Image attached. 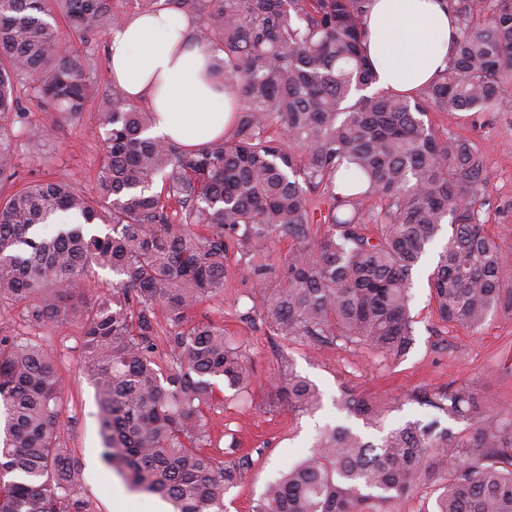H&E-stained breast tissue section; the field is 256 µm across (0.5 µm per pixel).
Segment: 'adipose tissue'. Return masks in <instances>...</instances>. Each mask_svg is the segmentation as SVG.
Masks as SVG:
<instances>
[{"label":"adipose tissue","mask_w":512,"mask_h":512,"mask_svg":"<svg viewBox=\"0 0 512 512\" xmlns=\"http://www.w3.org/2000/svg\"><path fill=\"white\" fill-rule=\"evenodd\" d=\"M366 52L380 84L418 94L445 68L456 27L444 0H373ZM212 51L188 16L169 11L128 18L112 31V82L157 116L152 135L186 148L220 138L232 126L233 105L211 79Z\"/></svg>","instance_id":"obj_1"}]
</instances>
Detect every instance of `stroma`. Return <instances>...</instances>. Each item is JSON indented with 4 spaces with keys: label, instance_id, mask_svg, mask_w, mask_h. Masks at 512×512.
<instances>
[{
    "label": "stroma",
    "instance_id": "stroma-1",
    "mask_svg": "<svg viewBox=\"0 0 512 512\" xmlns=\"http://www.w3.org/2000/svg\"><path fill=\"white\" fill-rule=\"evenodd\" d=\"M68 49L84 59L97 92L81 114L61 119L52 129L51 114L36 101L23 99V120L8 117L4 126L20 175L36 173L46 179H66L84 192H94L105 160L101 136L92 132L97 112L105 106L112 87L107 58L108 33L89 39L56 17ZM490 123L472 133L467 119L456 112H433L429 120L439 132L474 137L488 176L480 198L483 216L499 237L505 255L512 256V110H491ZM47 134L31 147L28 128ZM452 233L442 231L414 270L412 300L414 344L398 358H382L367 348L318 343L277 336L250 314L260 288L244 276L240 251L229 249L223 292L198 304L188 318L193 322L223 325L226 335L242 341L253 367L247 390L235 391L216 382L213 398L203 415L211 434L207 451L220 461L234 454L252 459L249 480L232 488L224 498L225 512H252L268 481L279 470L309 454L319 429L345 424L375 440L408 420H429L432 408L418 404L413 395L466 384L476 389L489 412H512V299L503 298L478 329L447 326L433 315L429 279L440 251ZM30 337L53 348L65 379L60 439L72 448L82 472L79 498L84 512H156L159 498L128 491L101 458L98 406L93 387L81 372L80 323L38 327L26 321L20 307L0 306V334ZM305 377L317 386L321 402L302 413L289 408L279 388L289 374ZM381 402L385 410L377 426H364L361 418L339 406L344 391Z\"/></svg>",
    "mask_w": 512,
    "mask_h": 512
}]
</instances>
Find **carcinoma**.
Returning <instances> with one entry per match:
<instances>
[{
	"instance_id": "carcinoma-1",
	"label": "carcinoma",
	"mask_w": 512,
	"mask_h": 512,
	"mask_svg": "<svg viewBox=\"0 0 512 512\" xmlns=\"http://www.w3.org/2000/svg\"><path fill=\"white\" fill-rule=\"evenodd\" d=\"M116 0H0V116L20 94L79 114L94 84L67 51L59 13L85 34L115 28ZM200 23L212 67L237 100L233 131L195 150L148 135L153 113L118 86L97 114L106 163L97 195L30 176L0 203V304L38 326L71 321L72 293L94 268L115 276L112 297L92 295L81 319L83 373L99 406L102 459L130 488L174 512H224L250 471L243 456L217 464L202 406L215 380L242 390L253 369L224 326L186 323L224 291L234 244L261 289V319L285 339L364 346L399 357L412 346L413 269L442 230L453 233L429 281L442 323L483 325L512 285V260L485 228L478 195L487 175L473 140L440 134L431 112H464L472 131L504 106L512 79V0H445L458 33L448 66L418 96L377 86L364 51L372 0H136ZM19 178L0 141V181ZM161 190H153L155 181ZM347 192H336L337 184ZM76 219L51 236L41 226ZM103 224L101 235L91 229ZM314 224H327L312 233ZM275 237L299 248L266 262ZM179 330L171 366L156 361L151 315ZM65 385L57 354L0 335V512H80L82 472L59 439ZM288 407L319 404L317 388L288 375ZM421 399L437 414L408 420L379 443L327 425L310 454L269 481L253 512H370L435 488L433 512H512V415H488L458 385ZM343 409L376 420L373 401L345 393ZM468 419V434L441 418Z\"/></svg>"
}]
</instances>
